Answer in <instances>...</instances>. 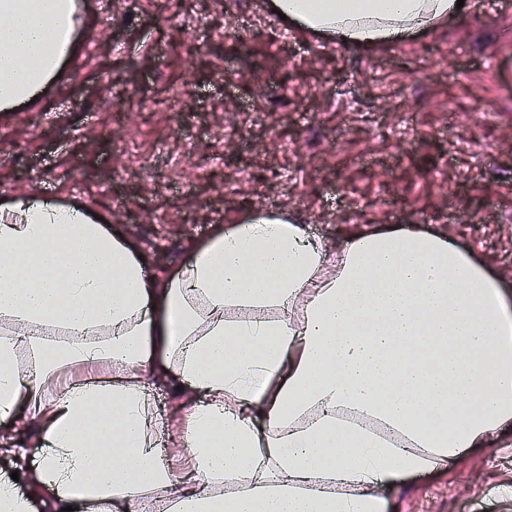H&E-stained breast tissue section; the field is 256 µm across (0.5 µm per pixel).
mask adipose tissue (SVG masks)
I'll list each match as a JSON object with an SVG mask.
<instances>
[{
	"instance_id": "ef3b65f1",
	"label": "adipose tissue",
	"mask_w": 512,
	"mask_h": 512,
	"mask_svg": "<svg viewBox=\"0 0 512 512\" xmlns=\"http://www.w3.org/2000/svg\"><path fill=\"white\" fill-rule=\"evenodd\" d=\"M353 48L461 17L457 0H272ZM76 0H0V109L57 73ZM328 248L281 214L218 230L175 276L79 202L0 199V421L37 419L28 492L0 512H385L379 491L512 423V294L445 236L378 231ZM244 316L230 319L227 309ZM277 308L278 317L262 312ZM90 376L68 381L70 364ZM204 396L182 420L155 377ZM183 467L163 466L161 438ZM245 478L226 497L215 487Z\"/></svg>"
}]
</instances>
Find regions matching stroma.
Wrapping results in <instances>:
<instances>
[{
    "instance_id": "35a3bbf8",
    "label": "stroma",
    "mask_w": 512,
    "mask_h": 512,
    "mask_svg": "<svg viewBox=\"0 0 512 512\" xmlns=\"http://www.w3.org/2000/svg\"><path fill=\"white\" fill-rule=\"evenodd\" d=\"M2 195L79 200L163 279L217 228L273 212L331 248L435 232L512 291V9L471 0L358 49L270 0H82L59 78L0 112ZM381 494L388 512H512V424Z\"/></svg>"
}]
</instances>
